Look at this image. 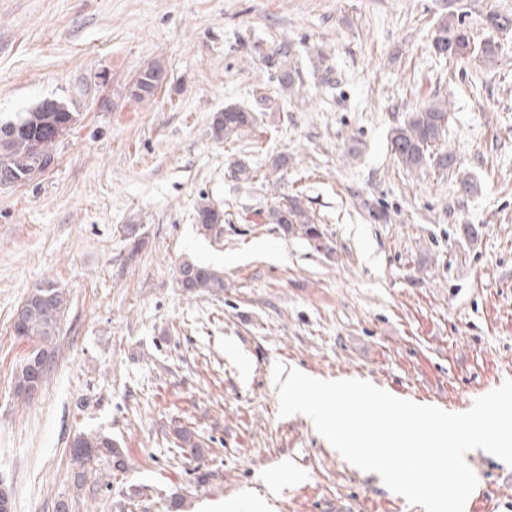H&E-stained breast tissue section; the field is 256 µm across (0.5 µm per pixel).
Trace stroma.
Instances as JSON below:
<instances>
[{"instance_id": "obj_1", "label": "stroma", "mask_w": 512, "mask_h": 512, "mask_svg": "<svg viewBox=\"0 0 512 512\" xmlns=\"http://www.w3.org/2000/svg\"><path fill=\"white\" fill-rule=\"evenodd\" d=\"M451 14L498 42L496 62L435 54ZM492 14L512 20V0H0V116L46 102L77 114L45 172L0 190V488L13 512L64 499L70 512H254L261 499L270 512H424L307 416H280L273 370L450 413L512 376V30ZM152 61L166 81L135 99ZM438 99L450 113L436 149L455 163L407 172L391 130ZM230 104L258 122L215 142L211 117ZM240 162L254 181L235 176ZM295 194L324 248L269 223ZM204 198L224 210L221 239L196 231ZM186 260L223 270V292H183ZM48 280L69 307L24 403L14 375L34 344L12 324ZM83 433L111 435L124 467L100 463L79 489L70 444ZM466 461L492 512H512L505 463ZM284 469L296 479L281 487Z\"/></svg>"}]
</instances>
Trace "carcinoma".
I'll use <instances>...</instances> for the list:
<instances>
[{"instance_id": "obj_1", "label": "carcinoma", "mask_w": 512, "mask_h": 512, "mask_svg": "<svg viewBox=\"0 0 512 512\" xmlns=\"http://www.w3.org/2000/svg\"><path fill=\"white\" fill-rule=\"evenodd\" d=\"M432 45L441 55L462 62L479 58L489 62L497 56L495 42L477 40L470 29L450 16L439 22ZM163 72L158 63L144 67L139 76L143 80L134 86L133 96L150 97L156 91L154 74ZM76 122L75 113L44 111L37 106L28 112L0 118V182L7 178L13 185L23 184L41 174L34 155L48 164L54 159L57 134L54 129L71 127ZM256 122V110L239 106H227L213 114L210 135L216 141H224L252 127ZM448 127V101L428 103L390 134V147L399 164L408 172L425 167L432 157V147ZM273 224L293 233L300 231L312 242H321L322 232L317 227L301 200L288 196L278 206L268 211ZM197 230L204 236L221 238L224 235V210L209 201L201 202L196 209ZM178 286L186 293L215 294L224 290V274L219 270L185 261L176 269ZM68 306L66 289L47 281L35 286L20 307V316L14 320L15 335L38 342L19 369L15 371V396L26 400L24 388L33 383L42 385L49 369L38 358L54 354L53 341L58 335L64 312ZM72 478L74 484H85L88 473L101 461H111L114 467L123 465L122 454L112 437L105 434L76 436L71 445Z\"/></svg>"}]
</instances>
